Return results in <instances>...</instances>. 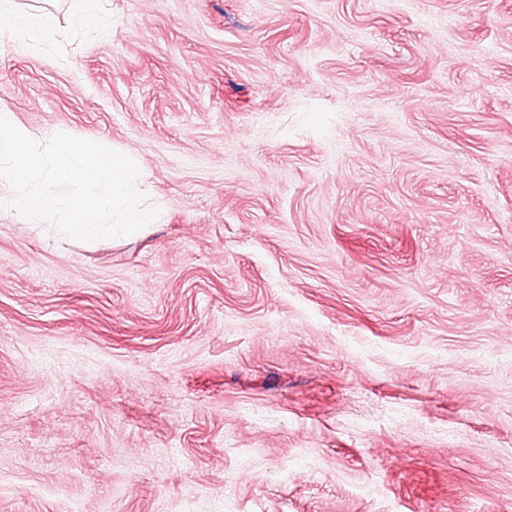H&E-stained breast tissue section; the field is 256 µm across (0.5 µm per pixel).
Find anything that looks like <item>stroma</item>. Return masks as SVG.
I'll return each mask as SVG.
<instances>
[{"label":"stroma","mask_w":512,"mask_h":512,"mask_svg":"<svg viewBox=\"0 0 512 512\" xmlns=\"http://www.w3.org/2000/svg\"><path fill=\"white\" fill-rule=\"evenodd\" d=\"M16 2L159 219L0 211V512H512V0ZM72 19L82 30L101 33L106 26L105 9L101 0H75Z\"/></svg>","instance_id":"1"}]
</instances>
